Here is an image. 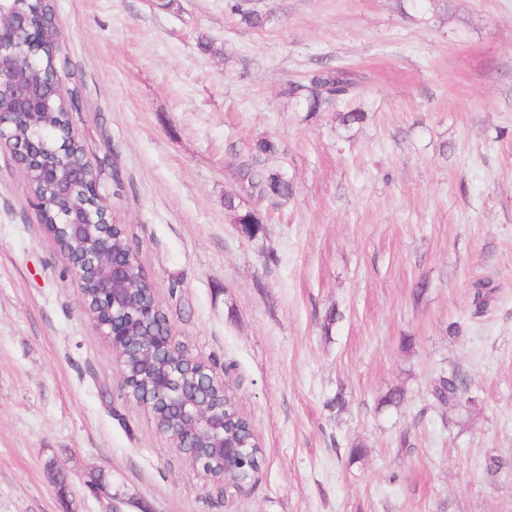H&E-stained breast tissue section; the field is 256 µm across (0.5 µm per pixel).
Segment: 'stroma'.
<instances>
[{
	"mask_svg": "<svg viewBox=\"0 0 512 512\" xmlns=\"http://www.w3.org/2000/svg\"><path fill=\"white\" fill-rule=\"evenodd\" d=\"M255 4L258 28L228 0H56L54 24L100 191L176 341L254 427L259 473L224 497L126 395L2 146L0 512H105L111 493L121 512H512V0ZM325 63L354 75L342 109L363 123L300 112L290 83ZM260 139L294 195L249 197L268 217L251 241L224 194ZM452 368L477 404L430 407Z\"/></svg>",
	"mask_w": 512,
	"mask_h": 512,
	"instance_id": "stroma-1",
	"label": "stroma"
}]
</instances>
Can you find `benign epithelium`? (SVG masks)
I'll return each mask as SVG.
<instances>
[{"label": "benign epithelium", "instance_id": "7a95c632", "mask_svg": "<svg viewBox=\"0 0 512 512\" xmlns=\"http://www.w3.org/2000/svg\"><path fill=\"white\" fill-rule=\"evenodd\" d=\"M41 0H0V91L13 90L11 111L0 113V143L9 145L12 154L24 152L39 164L41 180L54 189L49 208L59 224L56 232L63 238L83 239L89 248L82 254L61 252L78 285L92 281L96 307L90 323L96 332L120 353L128 343V327L135 323L150 324L141 338L143 351L149 356L181 360L189 364L187 371L168 369L153 377L151 392L141 404L166 405L173 420L160 427L175 448H192L202 441L213 458L246 463L252 456V445L245 440L224 436V402L212 401L206 393L209 385L224 384L211 366L187 355L173 341L168 319L160 314L159 304L128 305V295L135 289L145 295L154 294L138 269V257L130 248L109 236L104 227L114 224L107 211L93 206H78L75 193L97 200L103 198L96 168L87 150L77 156H64L69 142L76 138L73 127H45L39 114L53 112L66 105L74 110L79 102L66 100L59 69L50 70L43 59L31 54L30 47L44 44L45 54L53 56L59 44L57 28L50 39H44L31 21L32 7ZM27 127L28 143L15 142L18 125Z\"/></svg>", "mask_w": 512, "mask_h": 512}]
</instances>
